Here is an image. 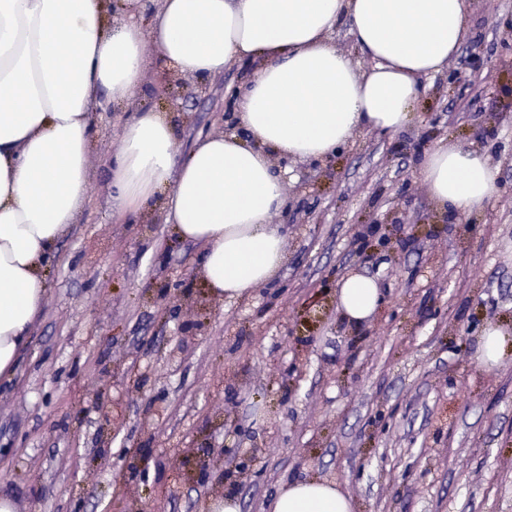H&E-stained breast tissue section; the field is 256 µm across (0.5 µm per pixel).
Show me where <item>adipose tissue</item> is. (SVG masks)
Segmentation results:
<instances>
[{
    "instance_id": "obj_1",
    "label": "adipose tissue",
    "mask_w": 512,
    "mask_h": 512,
    "mask_svg": "<svg viewBox=\"0 0 512 512\" xmlns=\"http://www.w3.org/2000/svg\"><path fill=\"white\" fill-rule=\"evenodd\" d=\"M111 13V0H0V378L15 371L42 309L45 263L85 203L92 112L137 94L147 48L184 77L257 64L236 98L249 139L216 131L182 155L168 116L144 107L111 160L117 218L162 204L179 238L202 247L211 294L232 300L269 282L286 258L268 222L285 204L272 154L319 159L357 130L406 128L423 78L467 33L466 0H161L147 26ZM343 18L373 62L368 72L330 40ZM420 174L446 212L473 213L499 191L485 156L455 145L427 151ZM338 298L360 324L381 294L351 274ZM272 512L352 504L334 484L307 479L285 486Z\"/></svg>"
}]
</instances>
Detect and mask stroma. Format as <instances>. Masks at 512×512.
<instances>
[{
  "label": "stroma",
  "instance_id": "obj_1",
  "mask_svg": "<svg viewBox=\"0 0 512 512\" xmlns=\"http://www.w3.org/2000/svg\"><path fill=\"white\" fill-rule=\"evenodd\" d=\"M468 34L428 78L415 120L361 129L336 154L274 157L286 241L274 281L240 299L210 294L201 248L162 211L119 221L108 193L122 122L144 105L171 117L177 149L235 131L232 90L253 66L149 81L95 113L86 203L48 263L42 313L15 373L0 381V490L19 512H272L285 484L336 483L353 512H512V0H468ZM468 70L470 82L449 84ZM454 144L495 159L500 192L482 210L441 213L422 155ZM384 300L353 325L337 307L348 274ZM189 301L161 303L158 287ZM217 448L188 477L192 442ZM507 338L501 331L490 329L485 332L478 347V357L485 365H492L498 362L504 352Z\"/></svg>",
  "mask_w": 512,
  "mask_h": 512
}]
</instances>
